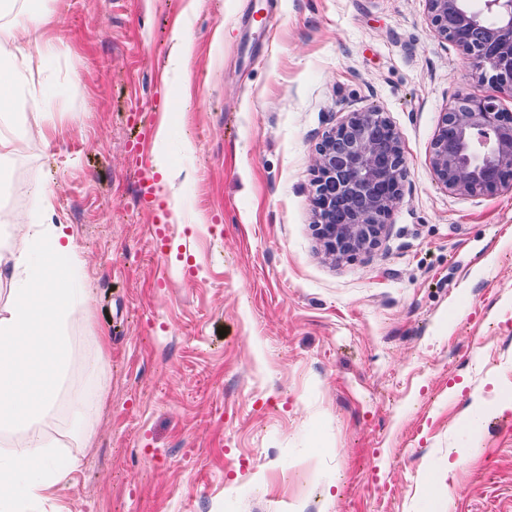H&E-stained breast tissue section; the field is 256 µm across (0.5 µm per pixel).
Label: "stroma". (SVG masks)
<instances>
[{
	"instance_id": "stroma-1",
	"label": "stroma",
	"mask_w": 512,
	"mask_h": 512,
	"mask_svg": "<svg viewBox=\"0 0 512 512\" xmlns=\"http://www.w3.org/2000/svg\"><path fill=\"white\" fill-rule=\"evenodd\" d=\"M184 3L31 0L62 38L46 61L59 135L14 160L0 241L27 186L49 185L92 295L42 426L81 460L62 504L422 512L426 477L465 446L439 512H512V192L452 194L430 166L442 112L495 86L426 0H202L184 93L165 73ZM372 106L401 136L403 198L379 248L334 264L311 228L315 148ZM164 117L171 177L148 207L131 149L150 155Z\"/></svg>"
}]
</instances>
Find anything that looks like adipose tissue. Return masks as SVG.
Masks as SVG:
<instances>
[{
  "label": "adipose tissue",
  "instance_id": "adipose-tissue-1",
  "mask_svg": "<svg viewBox=\"0 0 512 512\" xmlns=\"http://www.w3.org/2000/svg\"><path fill=\"white\" fill-rule=\"evenodd\" d=\"M5 17L10 23L0 33V114L18 119L20 132L0 138L1 189L11 184L9 161L21 144L47 136L36 118L50 106L40 85L57 44L39 9L0 0V19ZM29 194L22 232L0 246V281L10 284L9 300L0 307V429L24 431L17 446L0 448V512H29L56 499L81 465L80 458L58 457L39 423L72 371L67 327L83 318L91 296L76 285L80 269L72 236L45 224L54 210L53 190L37 184Z\"/></svg>",
  "mask_w": 512,
  "mask_h": 512
}]
</instances>
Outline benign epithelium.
Instances as JSON below:
<instances>
[{"instance_id": "1", "label": "benign epithelium", "mask_w": 512, "mask_h": 512, "mask_svg": "<svg viewBox=\"0 0 512 512\" xmlns=\"http://www.w3.org/2000/svg\"><path fill=\"white\" fill-rule=\"evenodd\" d=\"M435 34L452 43L481 78L512 99V0H427ZM436 182L461 195L512 190V114L489 96L465 95L442 113L431 143ZM408 175L400 136L376 108L353 111L316 146L315 236L332 262L377 249Z\"/></svg>"}]
</instances>
